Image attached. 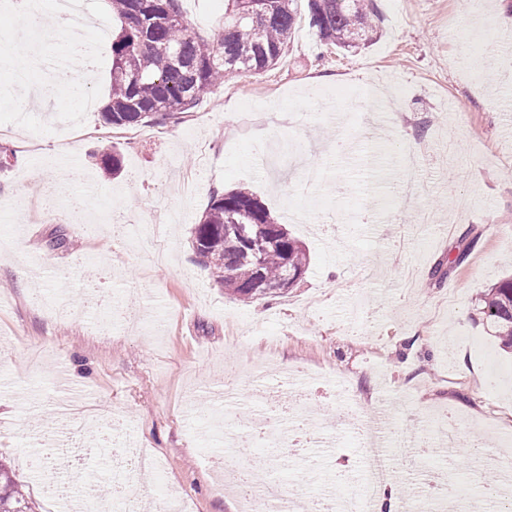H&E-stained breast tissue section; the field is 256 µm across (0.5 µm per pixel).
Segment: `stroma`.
I'll return each mask as SVG.
<instances>
[{
  "label": "stroma",
  "instance_id": "obj_1",
  "mask_svg": "<svg viewBox=\"0 0 512 512\" xmlns=\"http://www.w3.org/2000/svg\"><path fill=\"white\" fill-rule=\"evenodd\" d=\"M375 5L373 42L350 52L300 13L274 69L226 81L177 124L119 129L93 110L72 132L53 98L26 103L55 130L18 129L0 167V462L37 512L47 498L26 461L54 435L61 367L156 460L125 491L150 512L174 494L240 512L209 459L225 432L279 431L249 402L252 373L274 383L296 368L327 390L309 395L311 433L336 452L246 447L256 480L352 497L383 408L408 499L435 467L449 512H505L476 460L485 449L512 472V354L475 298L512 270V0ZM182 6L202 36L224 23V0ZM376 85L385 94L366 96ZM100 144L119 150L118 178L92 157ZM319 164L323 183L300 193L303 166ZM243 184L310 253L297 286L248 305L192 246L212 192ZM229 373L244 402L216 429L199 413ZM450 430L467 447L426 456Z\"/></svg>",
  "mask_w": 512,
  "mask_h": 512
}]
</instances>
